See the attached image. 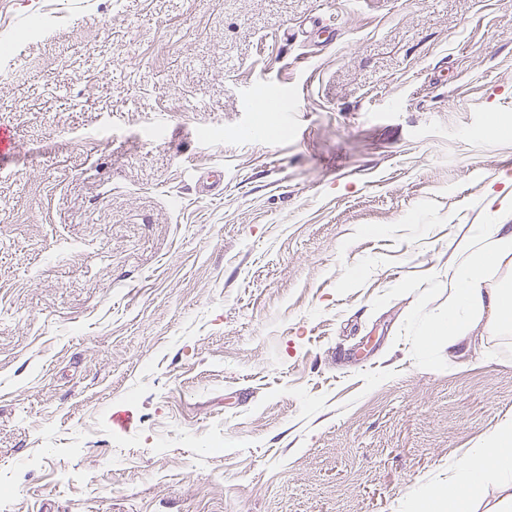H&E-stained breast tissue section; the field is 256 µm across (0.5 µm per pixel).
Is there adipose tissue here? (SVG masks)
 <instances>
[{
  "label": "adipose tissue",
  "mask_w": 512,
  "mask_h": 512,
  "mask_svg": "<svg viewBox=\"0 0 512 512\" xmlns=\"http://www.w3.org/2000/svg\"><path fill=\"white\" fill-rule=\"evenodd\" d=\"M512 266V226L474 224L466 249L448 267L450 291L446 315L429 321L419 345L429 349L446 343L459 351L475 323L485 322L489 332L512 330V279L499 287L489 285L490 275L503 265ZM507 488L495 512H512V420L500 422L481 445L458 463L447 484L432 487L415 512H477L476 494L488 480Z\"/></svg>",
  "instance_id": "adipose-tissue-1"
}]
</instances>
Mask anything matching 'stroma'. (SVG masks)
<instances>
[{
	"instance_id": "1",
	"label": "stroma",
	"mask_w": 512,
	"mask_h": 512,
	"mask_svg": "<svg viewBox=\"0 0 512 512\" xmlns=\"http://www.w3.org/2000/svg\"><path fill=\"white\" fill-rule=\"evenodd\" d=\"M4 43L12 512H409L512 418V333L418 346L512 190V0H0Z\"/></svg>"
}]
</instances>
